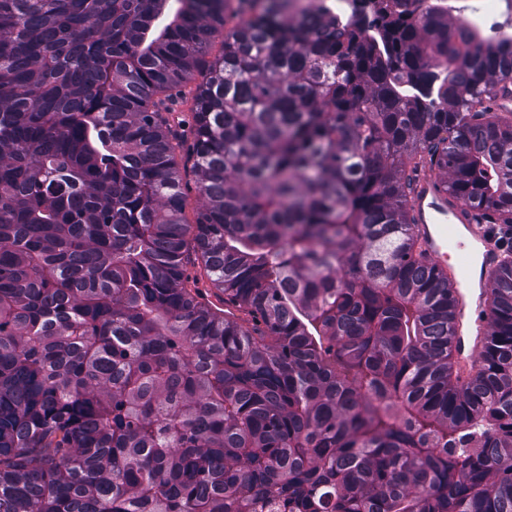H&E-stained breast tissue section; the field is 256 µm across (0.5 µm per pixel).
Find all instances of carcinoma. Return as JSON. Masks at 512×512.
<instances>
[{
    "instance_id": "1",
    "label": "carcinoma",
    "mask_w": 512,
    "mask_h": 512,
    "mask_svg": "<svg viewBox=\"0 0 512 512\" xmlns=\"http://www.w3.org/2000/svg\"><path fill=\"white\" fill-rule=\"evenodd\" d=\"M177 2L0 0V512H512V257L460 384L410 198L512 225V33Z\"/></svg>"
}]
</instances>
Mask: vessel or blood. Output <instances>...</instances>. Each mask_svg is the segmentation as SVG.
I'll list each match as a JSON object with an SVG mask.
<instances>
[{"label":"vessel or blood","instance_id":"obj_1","mask_svg":"<svg viewBox=\"0 0 512 512\" xmlns=\"http://www.w3.org/2000/svg\"><path fill=\"white\" fill-rule=\"evenodd\" d=\"M412 215L422 251L447 271L455 285V370L464 382L474 374L478 351L490 326L485 297L500 250L497 236L492 225L478 221L476 210L450 199L439 176L428 173L416 180Z\"/></svg>","mask_w":512,"mask_h":512}]
</instances>
